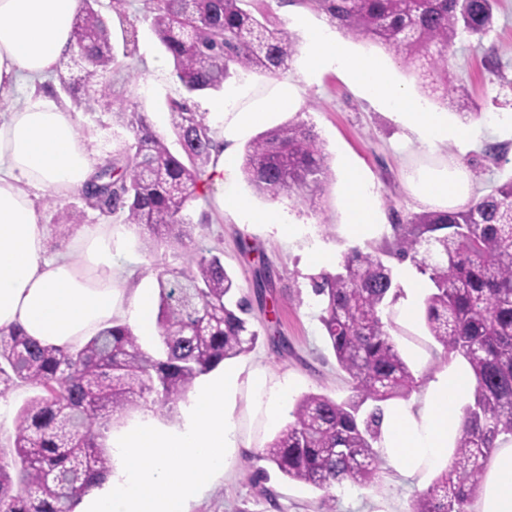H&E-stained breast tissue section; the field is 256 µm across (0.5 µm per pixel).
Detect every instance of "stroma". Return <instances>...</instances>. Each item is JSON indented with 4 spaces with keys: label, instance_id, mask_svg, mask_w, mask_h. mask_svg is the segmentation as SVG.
<instances>
[{
    "label": "stroma",
    "instance_id": "35a3bbf8",
    "mask_svg": "<svg viewBox=\"0 0 512 512\" xmlns=\"http://www.w3.org/2000/svg\"><path fill=\"white\" fill-rule=\"evenodd\" d=\"M155 5L156 0H122L117 6L110 0H100L99 8L110 19L117 49L105 88L113 98L128 97L136 102L152 129L175 151L179 145L172 125L173 102L189 100L199 111L206 96L188 94L175 76L150 26ZM273 11L298 44L288 70L274 76L244 77L227 85L221 94L228 108L239 110L270 96L281 85L293 86L296 105L273 114L266 126L271 129L298 120L312 124L325 145L334 179L310 202L294 196L271 200L256 194L245 178H238V186L250 202L280 209L299 224V233L291 240L281 238L275 225L240 223L236 214L219 209L214 192L197 186L188 212L198 220L200 215H207L208 221L196 225L193 248L221 252L241 295L252 306V323L259 339L254 349L234 358V365L246 373L262 368L272 379H288L293 397L317 393L342 401L351 396V384L339 368L320 322L322 304L311 288L317 269L306 265L303 256L315 244L340 258L357 248L399 269L401 262L393 254L392 224L429 209L412 189L411 180L418 172L451 164L464 166L477 197L512 178V0H500L492 28L483 39L460 35L448 51V69L455 82L466 86L478 112L477 118L466 123L454 108H442L438 101L427 97L399 57L372 42L351 40L358 55L384 61L390 75L414 97L425 101L431 111H445L449 123L465 124L469 132L465 141L431 148L421 147L414 132L396 123L343 73L333 68L313 75L305 71L311 31L329 25L324 15L297 0L274 5ZM53 94L56 102L74 108L78 131L88 151L104 158L118 129L111 110L102 104L90 110L75 107L58 85ZM491 145L496 146V154H487ZM345 155L364 172L383 219L379 230L361 242L351 237L344 222L341 158ZM60 204L73 215L71 233L86 225L111 224L115 238L125 242L127 254L134 261L139 285L156 289L159 269L181 267L186 259L184 252L163 247L148 254L137 227L127 225L119 214L102 216L79 193L62 198ZM402 307V301H395L383 309L381 316L391 323L393 341L417 379L418 388L406 399L392 400L391 405L418 411L424 408L427 391L437 375L464 368L465 363L444 352L429 335L423 319L406 318ZM234 421L246 447L236 450L226 473L215 475L187 502V512H410L413 501L439 473L438 468L426 466L406 472L386 458L377 486L336 487L329 492L334 496L329 502L325 499L328 492L284 478L262 460L266 444L279 427L267 424L246 396L237 400Z\"/></svg>",
    "mask_w": 512,
    "mask_h": 512
}]
</instances>
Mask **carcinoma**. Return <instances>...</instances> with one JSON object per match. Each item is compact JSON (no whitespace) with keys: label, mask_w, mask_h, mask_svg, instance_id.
Here are the masks:
<instances>
[{"label":"carcinoma","mask_w":512,"mask_h":512,"mask_svg":"<svg viewBox=\"0 0 512 512\" xmlns=\"http://www.w3.org/2000/svg\"><path fill=\"white\" fill-rule=\"evenodd\" d=\"M325 15L344 34L403 56L426 91L460 106L469 94L448 73V51L461 32L482 40L497 0H296ZM151 27L188 93L219 91L243 74L288 68L297 42L273 21L269 0H158ZM73 51L83 74L59 76L86 107L103 91L101 77L116 60L107 19L86 6L74 22ZM133 143L108 154L81 189L89 205L125 215L156 240L182 248L193 242L187 214L211 160L213 135L205 112L175 104L174 153L143 113L109 103ZM248 182L277 199L321 195L332 173L317 135L303 121L270 129L243 157ZM396 251L416 260L432 283L425 324L448 353L462 357L474 380L446 468L411 512H467L486 464L512 442V178L455 210L415 215L395 224ZM159 357L143 350L126 324L112 322L79 346L44 345L17 329H0V399L19 387L38 393L19 407L11 462L0 460V512H75L113 471L99 439L134 409L173 412L196 381L227 359L249 352L258 332L247 300L218 254L190 253L179 269L157 275ZM324 308L325 336L352 395L298 399L287 424L264 448L282 476L317 489L378 483L380 404L407 397L418 382L396 349L381 309L398 297L390 266L359 249L336 272L312 278ZM371 402L366 417L361 407Z\"/></svg>","instance_id":"obj_1"}]
</instances>
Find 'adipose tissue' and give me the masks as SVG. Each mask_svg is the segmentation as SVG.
Masks as SVG:
<instances>
[{"mask_svg": "<svg viewBox=\"0 0 512 512\" xmlns=\"http://www.w3.org/2000/svg\"><path fill=\"white\" fill-rule=\"evenodd\" d=\"M83 0H0V329H21L45 344L68 348L111 322L133 273L121 260L112 227L97 224L81 230L75 245L47 250L48 231L36 208L37 191L64 197L90 182L96 161L81 142L75 118L48 96L46 83L72 50L71 32ZM308 67L335 68L369 98L383 104L397 121L413 128L421 143L433 147L459 141L463 132L443 113L428 111L379 62L355 56L349 46L328 34L312 36ZM29 86L19 95L20 86ZM296 96L283 89L275 96L237 112L216 136L207 178L220 205L251 224L276 225L283 239L295 225L275 210L252 209L234 187L231 141L265 122L273 111L293 107ZM418 196L451 209L470 195L462 169L421 172ZM346 222L353 238L370 236L381 222L377 203L360 171L346 167L343 187ZM250 382L269 420L287 411L288 386L270 385L265 371ZM470 378L453 370L432 383L425 407L385 414L382 429L387 455L405 471L448 460V436L458 423L457 408ZM482 512H512V450L494 461Z\"/></svg>", "mask_w": 512, "mask_h": 512, "instance_id": "1", "label": "adipose tissue"}]
</instances>
